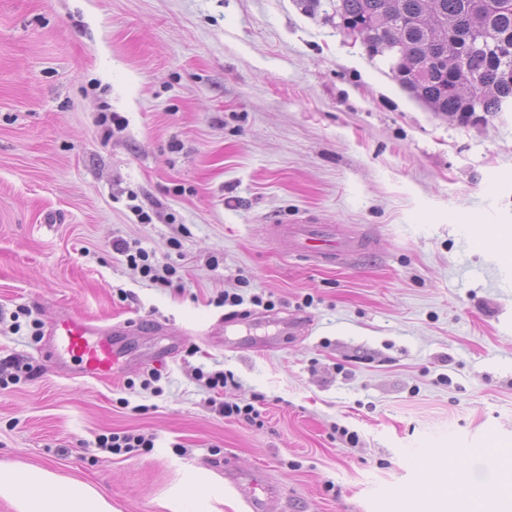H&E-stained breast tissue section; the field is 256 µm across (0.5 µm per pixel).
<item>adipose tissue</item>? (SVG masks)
Masks as SVG:
<instances>
[{
	"instance_id": "1",
	"label": "adipose tissue",
	"mask_w": 512,
	"mask_h": 512,
	"mask_svg": "<svg viewBox=\"0 0 512 512\" xmlns=\"http://www.w3.org/2000/svg\"><path fill=\"white\" fill-rule=\"evenodd\" d=\"M0 499L16 512H114L111 501L92 485L41 465L0 462Z\"/></svg>"
}]
</instances>
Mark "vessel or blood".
<instances>
[{
	"mask_svg": "<svg viewBox=\"0 0 512 512\" xmlns=\"http://www.w3.org/2000/svg\"><path fill=\"white\" fill-rule=\"evenodd\" d=\"M272 232L294 237L300 252L320 259H331L356 247L332 224H276ZM128 328L123 322L107 329L88 315L69 310L51 324L41 354L56 374L73 375L85 382L116 379L123 368L114 339ZM224 478L250 512H275L279 500L276 489L259 485L255 475L235 470L225 471Z\"/></svg>",
	"mask_w": 512,
	"mask_h": 512,
	"instance_id": "b4317fda",
	"label": "vessel or blood"
}]
</instances>
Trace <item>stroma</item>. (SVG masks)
I'll return each mask as SVG.
<instances>
[{"label":"stroma","mask_w":512,"mask_h":512,"mask_svg":"<svg viewBox=\"0 0 512 512\" xmlns=\"http://www.w3.org/2000/svg\"><path fill=\"white\" fill-rule=\"evenodd\" d=\"M303 218L364 246L300 257L271 227ZM509 236L512 112L432 111L330 0H0V358L29 366L0 389V462L94 484L116 512H247L228 468L279 488L287 512H419L433 451L476 485L487 449L512 448ZM120 238L181 287L142 281ZM225 288L260 319L240 335L303 325L265 355L221 346L209 299ZM67 309L142 322L122 378L47 370L33 327ZM197 367L232 372L226 395L262 426L222 417ZM154 368L157 396L140 388ZM132 431L154 448L93 447Z\"/></svg>","instance_id":"obj_1"}]
</instances>
